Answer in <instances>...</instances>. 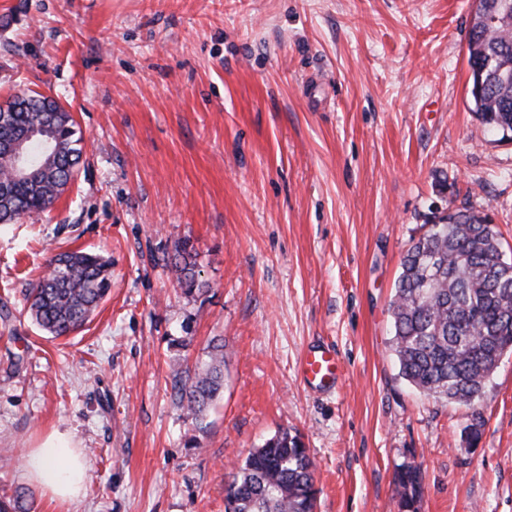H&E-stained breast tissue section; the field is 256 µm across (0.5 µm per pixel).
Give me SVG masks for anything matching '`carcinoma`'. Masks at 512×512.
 I'll list each match as a JSON object with an SVG mask.
<instances>
[{
  "label": "carcinoma",
  "instance_id": "carcinoma-1",
  "mask_svg": "<svg viewBox=\"0 0 512 512\" xmlns=\"http://www.w3.org/2000/svg\"><path fill=\"white\" fill-rule=\"evenodd\" d=\"M477 12L501 23L469 31L468 50L487 67L481 97L470 95L471 112L491 131L512 132V0H478ZM28 111L0 122V146L24 141L32 162L45 165L39 177L16 180L10 156L0 151V224L50 208L73 180L82 162V138L65 107L49 95L31 92L13 98ZM57 146L45 157L41 138ZM496 225L472 210L438 217L411 240L394 283L390 304L399 374L427 397L474 407L502 356L512 351V263L501 261ZM174 267L184 293L202 287L195 255L176 248ZM112 262L83 251L62 252L49 273L31 289L30 315L54 338L82 327L108 296ZM179 403L203 424L205 411L221 393L224 346L213 345L209 361L183 376ZM398 512H418L419 470L402 468L396 476ZM317 490L313 463L300 434L278 431L238 463L224 486V512H314Z\"/></svg>",
  "mask_w": 512,
  "mask_h": 512
}]
</instances>
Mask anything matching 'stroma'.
Masks as SVG:
<instances>
[{
	"mask_svg": "<svg viewBox=\"0 0 512 512\" xmlns=\"http://www.w3.org/2000/svg\"><path fill=\"white\" fill-rule=\"evenodd\" d=\"M473 0H0V105L55 97L83 162L54 206L0 224V500L31 512H224L233 467L278 429L303 437L316 512H512V353L476 408L398 375L390 302L434 217L468 207L512 258V141L469 111ZM190 243L203 289L173 267ZM112 260L91 319L57 339L27 290L52 256ZM224 347L203 424L174 368ZM335 348L318 394L303 352ZM481 419V434L466 430ZM72 433L80 502H51L24 449ZM299 373L313 389L332 392L341 376L336 350L330 347H314L301 358ZM396 492L399 512H418L417 503L421 498V479L417 468L407 466L398 472Z\"/></svg>",
	"mask_w": 512,
	"mask_h": 512,
	"instance_id": "obj_1",
	"label": "stroma"
}]
</instances>
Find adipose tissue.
<instances>
[{"label":"adipose tissue","instance_id":"1","mask_svg":"<svg viewBox=\"0 0 512 512\" xmlns=\"http://www.w3.org/2000/svg\"><path fill=\"white\" fill-rule=\"evenodd\" d=\"M87 462L71 434L56 431L22 456L24 475L53 502L75 500L84 483Z\"/></svg>","mask_w":512,"mask_h":512}]
</instances>
